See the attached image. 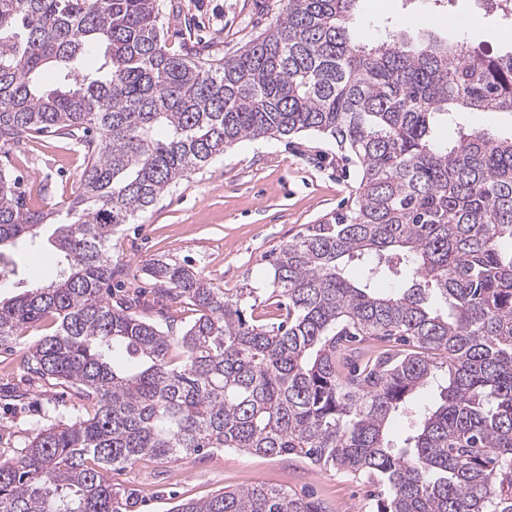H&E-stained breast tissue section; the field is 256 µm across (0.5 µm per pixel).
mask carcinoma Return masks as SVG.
Listing matches in <instances>:
<instances>
[{"mask_svg": "<svg viewBox=\"0 0 512 512\" xmlns=\"http://www.w3.org/2000/svg\"><path fill=\"white\" fill-rule=\"evenodd\" d=\"M355 3L284 0L268 31L202 63L166 49L158 18L176 0H0V147L51 133L86 160L63 209L29 207L0 170V277L15 274L3 248L43 233L61 266L0 299V349L52 320L25 364L94 406L0 458V512H133L113 470L221 448L363 477L369 512H512V136L434 133L460 109L512 112V53L396 35L368 48ZM308 131L361 177L349 215L270 263L279 322L247 314L258 289L229 294L185 260L144 269L160 298L194 307L180 334L112 300L120 226L227 148ZM169 512L327 510L260 483Z\"/></svg>", "mask_w": 512, "mask_h": 512, "instance_id": "obj_1", "label": "carcinoma"}]
</instances>
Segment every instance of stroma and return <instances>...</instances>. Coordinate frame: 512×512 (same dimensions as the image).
Masks as SVG:
<instances>
[{
  "mask_svg": "<svg viewBox=\"0 0 512 512\" xmlns=\"http://www.w3.org/2000/svg\"><path fill=\"white\" fill-rule=\"evenodd\" d=\"M181 5L180 16L160 18L169 31L166 46L205 59L231 54L265 32L282 9L279 0H181ZM501 29L495 19L472 20L470 0H357L351 31L367 45L395 31L415 44L461 39L475 50L502 54L512 51V39H503ZM455 128L504 138L512 135V112H458L453 126H440L439 132L445 137ZM84 164L79 144L41 134L0 152V166L21 177L27 196L42 193L57 205L73 199ZM359 172L357 161L342 160L333 139L315 133L228 148L113 236V259L141 287L138 315L157 323L171 318L176 334L195 317L190 305L159 299L153 282L142 275L145 265L161 257L192 260L212 287L256 289L255 313L264 315L270 254L309 225L345 214ZM52 251L47 244L38 251L24 244L13 248L17 273L9 283H0V297L53 280L58 268L49 258ZM49 331L48 324L34 325L11 350H0V387L26 396L24 408H0V454H10L42 426L45 409L63 414L90 409L75 388L50 384L23 366L30 347ZM112 483L121 495L134 498L135 512H167L177 501L257 483L319 499L333 512H368L375 493L370 483L316 468L302 457L229 449L174 463L140 459L114 470Z\"/></svg>",
  "mask_w": 512,
  "mask_h": 512,
  "instance_id": "1",
  "label": "stroma"
}]
</instances>
